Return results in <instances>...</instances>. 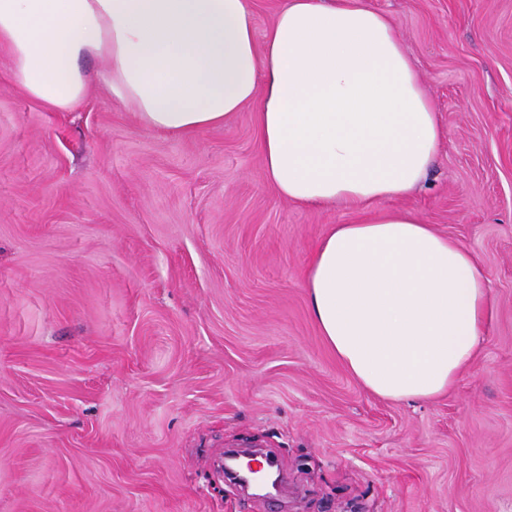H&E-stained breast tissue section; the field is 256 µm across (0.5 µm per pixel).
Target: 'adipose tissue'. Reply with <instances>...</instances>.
<instances>
[{"label": "adipose tissue", "instance_id": "obj_1", "mask_svg": "<svg viewBox=\"0 0 512 512\" xmlns=\"http://www.w3.org/2000/svg\"><path fill=\"white\" fill-rule=\"evenodd\" d=\"M0 47L10 80L58 112L84 99L90 58L105 61L110 96L162 133L253 107L280 197L361 214L308 263L329 348L386 400L454 388L492 317L488 274L421 218L378 208L420 183L444 135L389 16L365 0H282L260 37L251 0H0Z\"/></svg>", "mask_w": 512, "mask_h": 512}]
</instances>
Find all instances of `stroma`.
I'll list each match as a JSON object with an SVG mask.
<instances>
[{
	"instance_id": "obj_1",
	"label": "stroma",
	"mask_w": 512,
	"mask_h": 512,
	"mask_svg": "<svg viewBox=\"0 0 512 512\" xmlns=\"http://www.w3.org/2000/svg\"><path fill=\"white\" fill-rule=\"evenodd\" d=\"M368 2L445 131L386 206L489 272L456 386L389 401L337 360L307 262L358 214L277 195L251 108L160 133L97 83L55 112L0 49V512H512V0ZM246 445L286 495L223 476Z\"/></svg>"
}]
</instances>
